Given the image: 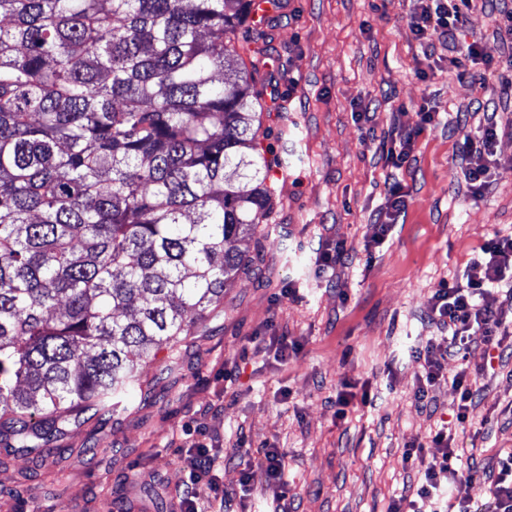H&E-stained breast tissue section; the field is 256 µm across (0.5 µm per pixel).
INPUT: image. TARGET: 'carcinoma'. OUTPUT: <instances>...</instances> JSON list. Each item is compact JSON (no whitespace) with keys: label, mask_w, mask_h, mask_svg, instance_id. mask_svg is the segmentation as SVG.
<instances>
[{"label":"carcinoma","mask_w":512,"mask_h":512,"mask_svg":"<svg viewBox=\"0 0 512 512\" xmlns=\"http://www.w3.org/2000/svg\"><path fill=\"white\" fill-rule=\"evenodd\" d=\"M253 0H0V437L42 454L196 344L273 204Z\"/></svg>","instance_id":"1"}]
</instances>
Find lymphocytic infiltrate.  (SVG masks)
Returning a JSON list of instances; mask_svg holds the SVG:
<instances>
[{
    "instance_id": "1",
    "label": "lymphocytic infiltrate",
    "mask_w": 512,
    "mask_h": 512,
    "mask_svg": "<svg viewBox=\"0 0 512 512\" xmlns=\"http://www.w3.org/2000/svg\"><path fill=\"white\" fill-rule=\"evenodd\" d=\"M470 3L471 0H416L411 31L426 56H433L437 45L456 44L462 9ZM497 138L498 125L490 115L476 134L466 137L462 144L467 162L465 177L474 195H483L489 184L488 158ZM508 303L512 304V232H497L471 258L465 283L443 285L429 300L427 317L440 327L442 335L429 340L424 349L415 353L421 368L418 401L427 400L444 361L466 357L471 337H482L486 349L501 347L503 336L512 332V321L504 309ZM430 443L439 453L429 459L425 458L422 445L413 444L406 450V460L421 464L420 482L414 495L405 494L393 501L391 512H471L470 489L478 475L484 480L491 512H512V450L504 452L495 466L489 468L482 462L481 449H472L466 467L462 468L447 424H440L431 432ZM286 459L284 449H261L255 467L239 470L236 487L230 491L214 476L222 465L220 456L209 454L204 444H195L187 451L183 512H203L200 500L204 497L218 502L222 512H235L237 494L249 491L255 473H262L268 483L283 484ZM441 473L448 476L447 486L436 481Z\"/></svg>"
}]
</instances>
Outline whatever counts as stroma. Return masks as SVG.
Returning <instances> with one entry per match:
<instances>
[{
	"mask_svg": "<svg viewBox=\"0 0 512 512\" xmlns=\"http://www.w3.org/2000/svg\"><path fill=\"white\" fill-rule=\"evenodd\" d=\"M413 0H284L266 29L238 30L247 60L265 51L254 88L264 112L258 141L267 157L287 155L273 184L265 224L239 247L244 272L204 323L206 338L188 348L175 383L145 372L143 398L117 419L71 425L56 453H0V512H180L185 451L202 439L224 458L233 487L241 460L259 448L288 453L285 486L256 476L247 512H388L418 479L405 463L408 445L426 441L437 422L454 421L458 394L450 378L482 371L484 390L454 444L486 455L512 449V355H484L473 337L467 359L452 358L432 389L436 412L415 398L418 365L409 357L436 335L425 315L441 282H459L480 246L512 230V136L495 147L490 184L473 196L460 151L483 115L512 125V97L479 82L486 63L512 56L499 15L474 0L460 43L479 41L485 63L459 72L451 51L426 58L411 29ZM434 121L406 166L386 160V136L411 127L419 108ZM369 114L359 122V111ZM469 113L466 128L457 113ZM400 182L404 208L384 245L377 232L387 186ZM346 244L350 262L320 271L318 247ZM296 288L287 299L282 288ZM298 340L288 362L250 352L256 333ZM236 367L232 385L225 367ZM380 394L376 406L355 405L336 420L344 384ZM97 448L95 461L84 451Z\"/></svg>",
	"mask_w": 512,
	"mask_h": 512,
	"instance_id": "1",
	"label": "stroma"
}]
</instances>
